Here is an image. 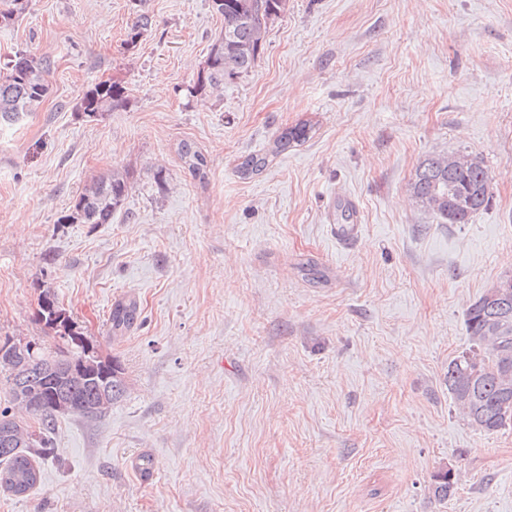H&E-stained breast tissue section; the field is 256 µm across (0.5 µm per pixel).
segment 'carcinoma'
I'll use <instances>...</instances> for the list:
<instances>
[{
	"label": "carcinoma",
	"instance_id": "carcinoma-1",
	"mask_svg": "<svg viewBox=\"0 0 512 512\" xmlns=\"http://www.w3.org/2000/svg\"><path fill=\"white\" fill-rule=\"evenodd\" d=\"M287 0H209L213 12L224 19V30L214 38L205 60L204 76L188 89L192 97H206L224 89V81L250 73L263 53L269 25L285 10ZM27 0H0V24L20 16ZM148 11H137L127 45L152 26ZM48 59H36L24 53L15 55L0 73V123L19 120L24 113L40 104L49 92L46 74ZM125 87L117 82L100 81L88 88L80 98L78 111L92 118L103 112L123 107ZM314 125L306 121L285 129L268 153H250L242 157L237 172L243 179L261 172L269 157L307 142ZM178 154L191 172L204 182L208 178L209 161L194 143L182 141ZM492 176L478 156L467 165L448 167L445 158L427 156L416 168L410 184L413 197L440 224H467L492 200ZM126 172L112 171L108 177L92 182L75 199L69 222L78 224H110L112 216L122 208L128 194ZM63 306L48 291L43 292L38 321L53 333L55 347L38 346V351L57 366L50 374L40 363L19 379L15 367L0 361V374L8 385L11 401H17L16 388L23 381L39 392L41 405L30 411L37 423L33 433L23 442L4 446L0 439V474L25 465L37 468L50 454L49 433L58 416L66 413L97 418L121 398L126 390L121 367L112 359L94 357L95 346L81 337L71 316L61 317ZM139 316L133 299L116 303L109 316L112 335L121 336ZM465 324L472 346L448 363V394L468 425L483 432H494L512 425V371L503 370L504 359L512 361V299L504 306L489 299L485 290L465 310ZM456 487L451 469L433 475L432 491L439 501L448 499Z\"/></svg>",
	"mask_w": 512,
	"mask_h": 512
}]
</instances>
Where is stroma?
<instances>
[{
  "label": "stroma",
  "instance_id": "stroma-1",
  "mask_svg": "<svg viewBox=\"0 0 512 512\" xmlns=\"http://www.w3.org/2000/svg\"><path fill=\"white\" fill-rule=\"evenodd\" d=\"M223 27L208 0H28L0 24V70L54 63L43 102L0 124V343L52 344L47 290L127 385L101 417L58 418L37 485L0 490V512H512V426L473 429L446 383L465 309L512 271V0H288L251 73L190 97ZM108 79L125 105L77 112ZM304 120L312 139L237 176ZM462 152L490 169L491 205L436 223L410 183ZM115 169L111 223H64ZM343 203L360 231L341 245ZM126 298L141 316L116 338ZM177 151L191 174L198 178L200 182L206 181L209 172V161L202 151L194 143L185 140L179 143ZM455 474L451 469H441L433 475L432 491L439 501L447 500L456 487Z\"/></svg>",
  "mask_w": 512,
  "mask_h": 512
}]
</instances>
